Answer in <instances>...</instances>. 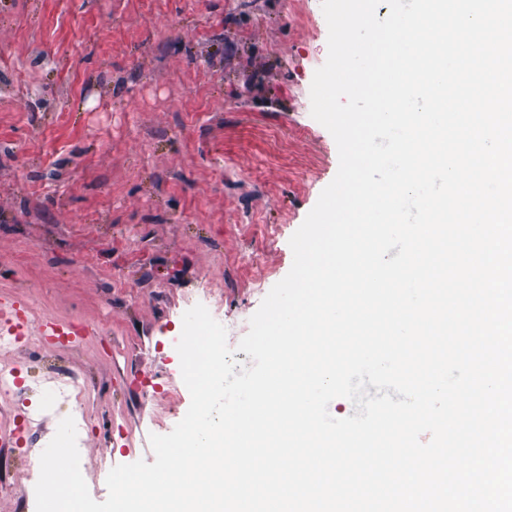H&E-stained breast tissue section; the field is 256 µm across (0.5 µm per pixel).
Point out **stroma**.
<instances>
[{
  "label": "stroma",
  "instance_id": "1",
  "mask_svg": "<svg viewBox=\"0 0 512 512\" xmlns=\"http://www.w3.org/2000/svg\"><path fill=\"white\" fill-rule=\"evenodd\" d=\"M321 0H0V293L99 333L90 491L191 402L195 297L237 345L339 157L311 115Z\"/></svg>",
  "mask_w": 512,
  "mask_h": 512
}]
</instances>
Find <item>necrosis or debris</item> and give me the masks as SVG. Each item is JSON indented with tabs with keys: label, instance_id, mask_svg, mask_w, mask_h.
I'll return each mask as SVG.
<instances>
[{
	"label": "necrosis or debris",
	"instance_id": "necrosis-or-debris-1",
	"mask_svg": "<svg viewBox=\"0 0 512 512\" xmlns=\"http://www.w3.org/2000/svg\"><path fill=\"white\" fill-rule=\"evenodd\" d=\"M23 350L40 364L39 374L29 380L15 359ZM93 387L90 372L50 360L40 337L16 335L12 317L0 320V425L23 430L30 447L43 446L45 421L33 411L19 413L24 394L34 393L42 406L55 407L56 419L73 417L81 432L94 427L97 418Z\"/></svg>",
	"mask_w": 512,
	"mask_h": 512
}]
</instances>
